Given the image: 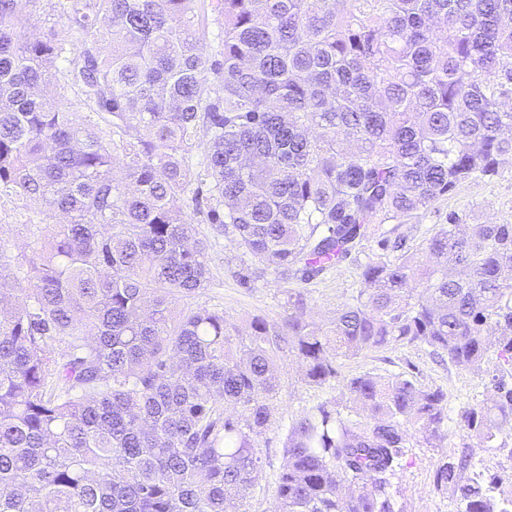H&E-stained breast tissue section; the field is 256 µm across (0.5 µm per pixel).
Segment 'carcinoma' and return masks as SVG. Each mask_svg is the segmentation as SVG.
I'll use <instances>...</instances> for the list:
<instances>
[{"label": "carcinoma", "instance_id": "cac0c4a2", "mask_svg": "<svg viewBox=\"0 0 512 512\" xmlns=\"http://www.w3.org/2000/svg\"><path fill=\"white\" fill-rule=\"evenodd\" d=\"M34 3L0 0V200L31 214L23 250L0 236V512H245L287 354L315 386L393 345L512 366V224L451 213L421 255L390 231L324 326L301 288L512 159V86L484 79L512 74V0H58L68 31L30 37ZM194 214L243 285L275 276L280 318L179 306L210 281ZM345 390L355 418L329 399L288 427L278 512H394L408 425L444 437L439 389ZM491 392L464 427L503 448L512 379ZM461 469L438 482L463 512H512Z\"/></svg>", "mask_w": 512, "mask_h": 512}]
</instances>
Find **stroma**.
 Instances as JSON below:
<instances>
[{"label": "stroma", "mask_w": 512, "mask_h": 512, "mask_svg": "<svg viewBox=\"0 0 512 512\" xmlns=\"http://www.w3.org/2000/svg\"><path fill=\"white\" fill-rule=\"evenodd\" d=\"M451 212L470 224H512V160L503 164L497 178L463 184L435 209L402 225L409 247L421 248ZM196 229L209 242L211 279L206 288L186 297V305L223 311L225 319L239 327L246 326L256 315L276 318L283 314L284 296L274 276H264L251 287H244L240 282L244 265L234 243L227 236L214 233L210 225L200 223ZM360 287L357 264L352 260L307 285L315 320L324 321L337 308L352 302ZM364 373L381 377L404 375L419 385L441 389L448 397V423L441 447H427L419 433H411L401 465L390 477L395 512H460V500L452 487L437 482V469L444 457L453 462L463 456L468 458L469 466L462 472V479L485 481L498 476V484L490 489L491 496L512 492V447H476L462 422L465 412L487 402L490 373L453 365L425 345L405 344L340 359L336 378L322 386L308 384L296 359L281 357L278 389L272 400L273 418L259 448L262 476L245 503L246 512H277L283 440L291 422L330 398L339 402L341 412H348L351 404L344 385L347 379Z\"/></svg>", "instance_id": "obj_1"}]
</instances>
